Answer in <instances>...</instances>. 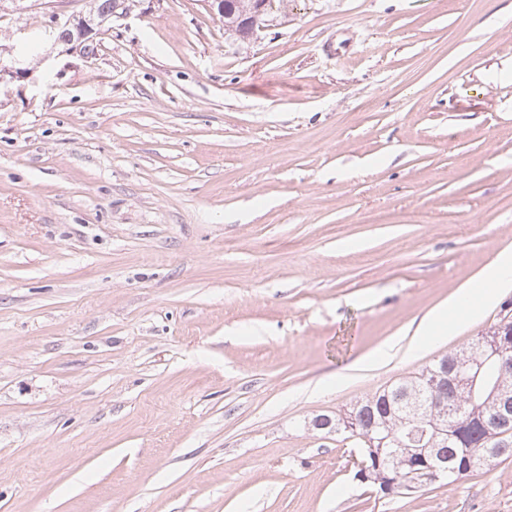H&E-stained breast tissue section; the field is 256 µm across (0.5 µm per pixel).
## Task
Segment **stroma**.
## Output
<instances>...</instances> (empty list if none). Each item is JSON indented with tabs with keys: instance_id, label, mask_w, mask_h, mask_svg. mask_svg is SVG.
<instances>
[{
	"instance_id": "1",
	"label": "stroma",
	"mask_w": 512,
	"mask_h": 512,
	"mask_svg": "<svg viewBox=\"0 0 512 512\" xmlns=\"http://www.w3.org/2000/svg\"><path fill=\"white\" fill-rule=\"evenodd\" d=\"M56 8L0 0V512H512V458L380 497L311 425L512 305L416 333L512 250V0ZM104 2L100 0L85 1V9L79 12L58 13L53 12L51 23L53 29L64 30V35L57 39L67 47L69 51L85 52L90 50V44L93 35L97 29L105 24H111L115 20L123 19L132 9L128 0H109ZM224 1L233 3L235 0H211V8L216 10L222 19L229 20L227 23L224 22V27L239 38H252L257 30L263 28L269 21L267 17L272 11L273 1L271 0L248 1L249 6L241 8L238 14L235 10H229Z\"/></svg>"
}]
</instances>
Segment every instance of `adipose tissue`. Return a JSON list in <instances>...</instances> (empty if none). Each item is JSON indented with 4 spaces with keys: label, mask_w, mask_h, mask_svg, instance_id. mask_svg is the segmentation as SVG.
<instances>
[{
    "label": "adipose tissue",
    "mask_w": 512,
    "mask_h": 512,
    "mask_svg": "<svg viewBox=\"0 0 512 512\" xmlns=\"http://www.w3.org/2000/svg\"><path fill=\"white\" fill-rule=\"evenodd\" d=\"M512 286V252L501 253L493 268L475 279L467 287L459 289L448 302L434 308L421 322L419 333L429 336L448 324L450 313L466 308L468 319H478L483 308L490 306L500 289Z\"/></svg>",
    "instance_id": "obj_1"
}]
</instances>
